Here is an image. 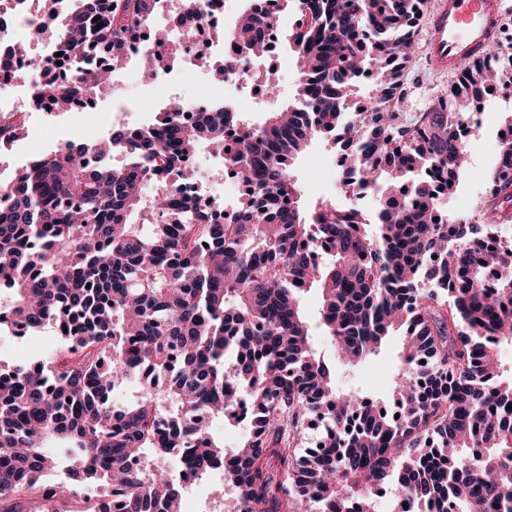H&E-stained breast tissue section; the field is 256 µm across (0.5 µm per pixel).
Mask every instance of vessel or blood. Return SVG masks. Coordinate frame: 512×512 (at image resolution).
<instances>
[{"instance_id":"vessel-or-blood-1","label":"vessel or blood","mask_w":512,"mask_h":512,"mask_svg":"<svg viewBox=\"0 0 512 512\" xmlns=\"http://www.w3.org/2000/svg\"><path fill=\"white\" fill-rule=\"evenodd\" d=\"M506 11L505 0H431L422 45L428 68L446 75L481 57Z\"/></svg>"}]
</instances>
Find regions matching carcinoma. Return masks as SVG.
<instances>
[{"label":"carcinoma","mask_w":512,"mask_h":512,"mask_svg":"<svg viewBox=\"0 0 512 512\" xmlns=\"http://www.w3.org/2000/svg\"><path fill=\"white\" fill-rule=\"evenodd\" d=\"M67 2L64 13H41L40 34L111 64L82 70L75 88L57 65L33 56L29 65L53 73L33 100L76 112L98 100L127 47L156 35L152 16L166 0ZM279 2L297 18L284 44L311 111L289 105L249 124L220 104L184 122L183 109L166 106L155 128L68 142L0 184L11 200L0 208V287H10L12 322L61 337L40 363L0 367V512H24L29 497L73 512L84 487L118 493L119 512H177L185 486L174 471H152L151 455L184 457L202 476L220 471L236 491L232 500L214 491L226 512H378L368 491L379 487L438 512H512V377L493 346L512 340V245L474 255L512 222V168L493 167L475 223L440 216L467 163L454 124L470 121V99L499 80L487 63L500 38L408 120L405 70L428 0ZM275 24L244 5L229 36L241 51L214 73L240 66L248 79ZM165 41L164 52L141 54L156 77L179 59ZM255 78L276 96L275 69ZM25 130L0 114V147ZM315 138L346 154L347 206L301 198L292 167ZM200 146L251 186L227 223L191 217L189 198L161 178ZM114 148L137 163L112 166ZM148 182L160 189L157 217L135 224ZM359 192L376 201L369 224ZM311 289L348 361L402 336L389 388L398 419L381 414V398L336 390L302 312ZM243 405L248 432L226 448L210 421ZM320 411L326 444L311 455L303 442Z\"/></svg>","instance_id":"carcinoma-1"}]
</instances>
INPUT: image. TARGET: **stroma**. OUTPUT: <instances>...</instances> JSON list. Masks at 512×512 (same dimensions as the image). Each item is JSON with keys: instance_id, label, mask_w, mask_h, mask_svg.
Segmentation results:
<instances>
[{"instance_id": "1", "label": "stroma", "mask_w": 512, "mask_h": 512, "mask_svg": "<svg viewBox=\"0 0 512 512\" xmlns=\"http://www.w3.org/2000/svg\"><path fill=\"white\" fill-rule=\"evenodd\" d=\"M274 64L279 75L277 97L260 95L255 93L253 87L246 85L232 92L240 111L249 120H262L266 112L289 103L296 95V61L283 53L275 59ZM203 85L204 75L198 72L191 77L175 79L161 90L156 83L146 81L140 71H131L122 84L117 85L115 90L105 92L93 108L84 112L59 115L32 113L25 135L0 150V171L16 169L33 157L52 150L58 143L71 141L79 144L108 135L114 125V113H126L127 124H134L141 118V105L145 100H153L160 107L166 103L169 95L187 100L197 95ZM469 109L474 121L471 139L466 146L469 164L448 201V214L454 218L460 217L462 212L472 211L477 199L487 194L488 173L499 150V131L512 123V98L499 93L483 95L480 101L471 103ZM335 155L336 151L331 145L316 141L298 157L294 171L305 199L315 201L339 196V179L326 181L322 178L329 160ZM318 304L317 291L305 295L303 305L314 347L335 368L338 389H358L375 397L386 396L388 384L397 371L400 337H388L378 355L369 356L355 366L347 365L339 358L335 346L324 333L318 317ZM57 345L58 338L50 329L24 339L0 335V364L11 366L37 362L55 350Z\"/></svg>"}]
</instances>
